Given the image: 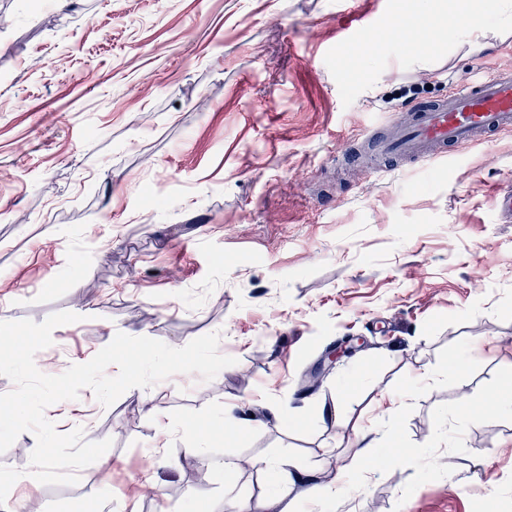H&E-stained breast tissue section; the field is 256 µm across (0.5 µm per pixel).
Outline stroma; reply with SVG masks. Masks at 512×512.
<instances>
[{
	"label": "stroma",
	"instance_id": "35a3bbf8",
	"mask_svg": "<svg viewBox=\"0 0 512 512\" xmlns=\"http://www.w3.org/2000/svg\"><path fill=\"white\" fill-rule=\"evenodd\" d=\"M512 67V0H0V321L70 311L47 375L116 333L179 348L220 335L211 381L177 374L111 406L45 410L112 439L110 470L14 484L40 512H512V129L413 168L347 173L382 121ZM316 391L304 375L353 337ZM463 359L445 374L449 359ZM437 378L426 381V370ZM401 389L399 412L380 403ZM469 398L467 414L452 407ZM237 407L248 426L224 431ZM377 462L344 497L318 482L359 426ZM207 449L206 458L192 456Z\"/></svg>",
	"mask_w": 512,
	"mask_h": 512
}]
</instances>
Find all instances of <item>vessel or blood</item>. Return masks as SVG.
I'll list each match as a JSON object with an SVG mask.
<instances>
[{"mask_svg":"<svg viewBox=\"0 0 512 512\" xmlns=\"http://www.w3.org/2000/svg\"><path fill=\"white\" fill-rule=\"evenodd\" d=\"M370 138L379 157L416 166L464 143L512 128V67L477 75L447 99L413 105L405 121H384Z\"/></svg>","mask_w":512,"mask_h":512,"instance_id":"1","label":"vessel or blood"}]
</instances>
